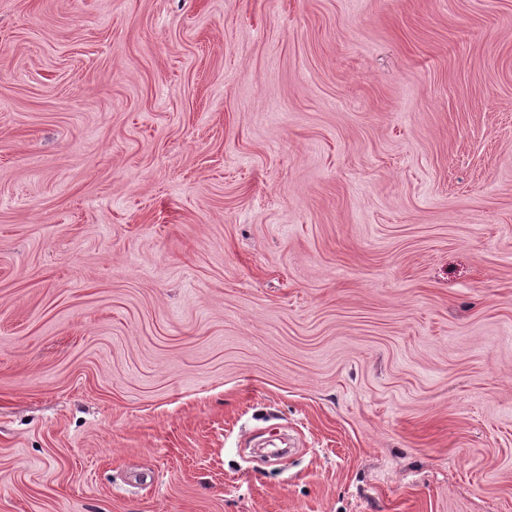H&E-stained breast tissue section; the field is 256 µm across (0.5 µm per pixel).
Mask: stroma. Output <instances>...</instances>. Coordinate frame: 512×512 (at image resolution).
Returning a JSON list of instances; mask_svg holds the SVG:
<instances>
[{
	"instance_id": "obj_1",
	"label": "stroma",
	"mask_w": 512,
	"mask_h": 512,
	"mask_svg": "<svg viewBox=\"0 0 512 512\" xmlns=\"http://www.w3.org/2000/svg\"><path fill=\"white\" fill-rule=\"evenodd\" d=\"M0 512H512V0H0Z\"/></svg>"
}]
</instances>
